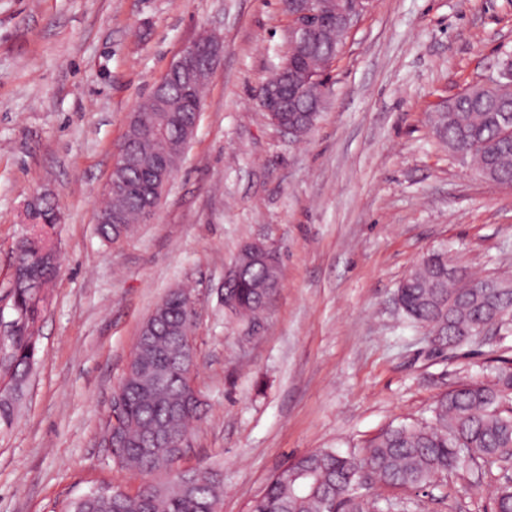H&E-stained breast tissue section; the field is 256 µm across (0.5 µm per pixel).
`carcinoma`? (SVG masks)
Masks as SVG:
<instances>
[{
  "mask_svg": "<svg viewBox=\"0 0 512 512\" xmlns=\"http://www.w3.org/2000/svg\"><path fill=\"white\" fill-rule=\"evenodd\" d=\"M346 32L328 23L323 27L324 47L308 57L306 66L319 69L324 48L341 49ZM288 85L300 103L317 95L312 85L288 69ZM194 116L181 112H141L146 128L166 125L168 137L140 141L128 129L125 138L133 145L136 162L126 167L129 191L120 197L103 199L101 206L118 212L121 224H100V236L112 243L123 240L132 226L145 221L143 189L151 183L149 161L169 155L186 136L184 125ZM434 134L448 151L471 161L480 175L491 182L512 187V76L494 87L477 83L448 100L436 113ZM55 211L40 197L26 211L30 224L52 226ZM54 243L45 233L24 239L14 252V310L27 315L35 327L42 304L34 301L35 284L52 279L55 268L45 262ZM238 278L224 289L236 302L234 315L253 322L267 309L265 299L269 274L264 266L245 254H238ZM455 267L448 250L437 249L414 266L397 290L396 302L414 324L424 327L441 350L454 349L470 337L464 331L502 313L512 316V278L487 276V285L463 291L466 274ZM193 323L188 296L177 290L163 300V313L152 330L138 337L135 351L140 364L128 365L121 382L125 411L116 423H108L119 446L112 449L113 461L134 469L146 478L147 488L136 497L117 495L81 502L75 498L63 512H213L224 492L221 471L202 466L196 473L179 472L185 449L178 447L191 421L202 418L204 405L192 413L183 409L186 384L181 364L189 351L183 338ZM11 355L0 362V424H12L17 403L27 387L36 343L32 334L5 337ZM481 461L496 463L503 476L494 496V512H512V367L502 369L492 385L466 382L441 396L427 424L391 426L376 436L363 457L342 455L333 449H319L297 457L276 472L263 495L249 512H325L324 500L334 498L340 512H388L396 503L379 497L352 493L359 474L371 470L374 482L391 488L420 489L440 473Z\"/></svg>",
  "mask_w": 512,
  "mask_h": 512,
  "instance_id": "cac0c4a2",
  "label": "carcinoma"
}]
</instances>
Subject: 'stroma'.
Instances as JSON below:
<instances>
[{
    "label": "stroma",
    "instance_id": "obj_1",
    "mask_svg": "<svg viewBox=\"0 0 512 512\" xmlns=\"http://www.w3.org/2000/svg\"><path fill=\"white\" fill-rule=\"evenodd\" d=\"M206 30L223 52L182 167L151 223L104 242L96 206L129 113ZM287 51L282 0H0V332L15 318V245L34 232L28 200L46 192L61 215L29 383L0 426V512H60L94 485H140L102 437L140 325L174 288L199 309L208 404L181 463L222 469L223 512H249L293 458L360 453L512 361V324L439 352L394 302L438 248L476 275H512V188L432 129L444 101L512 61V0H374L301 140L254 101ZM253 240L278 252L281 285L250 326L218 290ZM499 477L488 464L381 493L401 512H491Z\"/></svg>",
    "mask_w": 512,
    "mask_h": 512
}]
</instances>
